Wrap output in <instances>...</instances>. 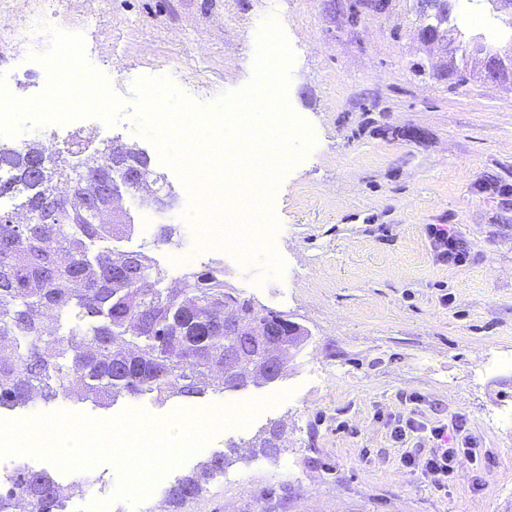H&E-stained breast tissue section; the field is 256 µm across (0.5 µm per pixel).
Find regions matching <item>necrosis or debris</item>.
<instances>
[{
  "instance_id": "obj_1",
  "label": "necrosis or debris",
  "mask_w": 512,
  "mask_h": 512,
  "mask_svg": "<svg viewBox=\"0 0 512 512\" xmlns=\"http://www.w3.org/2000/svg\"><path fill=\"white\" fill-rule=\"evenodd\" d=\"M18 7L0 25V38L21 39L25 55L8 80H0V129L16 120L19 100L15 90L22 77L39 73L42 78L38 123L41 136L54 140L58 129L80 126L97 105L111 104L112 86L89 65L78 41L55 36L53 18L58 0H18Z\"/></svg>"
}]
</instances>
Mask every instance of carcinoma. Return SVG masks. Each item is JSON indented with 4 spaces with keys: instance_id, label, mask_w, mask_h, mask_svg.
I'll return each mask as SVG.
<instances>
[{
    "instance_id": "cac0c4a2",
    "label": "carcinoma",
    "mask_w": 512,
    "mask_h": 512,
    "mask_svg": "<svg viewBox=\"0 0 512 512\" xmlns=\"http://www.w3.org/2000/svg\"><path fill=\"white\" fill-rule=\"evenodd\" d=\"M420 28L451 47L440 78L463 80L482 60L459 54L451 18L426 14L412 0ZM47 148L33 143L0 149V168L12 172L0 194L19 199L18 210L41 223L20 224L0 216V407H31L59 398H93L106 406L121 395L152 394L165 401L224 394V352H236L239 387L263 378L268 345L279 344L290 363L311 336L291 334L276 323L278 312L258 308L224 286V271L206 266L170 285L142 251L98 250L100 242L120 239L131 224L97 222L84 208L82 194L58 195L69 171L47 166ZM251 340L236 343L224 335V307ZM274 425L259 439L267 457L280 452ZM229 458L215 452L166 488L167 512H181L207 483L224 475ZM69 488L50 473L18 466L0 483V512H63Z\"/></svg>"
}]
</instances>
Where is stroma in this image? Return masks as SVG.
<instances>
[{
    "mask_svg": "<svg viewBox=\"0 0 512 512\" xmlns=\"http://www.w3.org/2000/svg\"><path fill=\"white\" fill-rule=\"evenodd\" d=\"M348 2L62 0L58 32L77 33L106 79L164 76L181 92L196 85V104L210 110L250 84L257 32L279 15L294 52L287 103L316 138L273 196L284 268L277 274L265 257L243 265L221 252L204 262L312 340L272 383L163 403L125 396L106 408L65 399L37 411L104 420L130 408L164 418L275 398L273 409L217 432L175 467L183 475L215 451L234 459L187 512H512V366L496 365L512 355V85L476 71L462 83L437 77L444 54L419 39L409 0L364 12L357 28ZM89 7L98 24L71 28V14ZM135 109L94 116L93 145L137 144L173 195L168 213L184 212L183 183L142 134ZM431 224L449 225L463 241L461 263L437 258ZM175 229L167 244L160 229L138 228L115 245L147 253L171 283L185 272L172 256L185 248L186 226ZM411 412L476 450L447 490L399 464L405 448L433 446L422 434L393 440L396 418ZM276 423L285 433L270 459L250 441ZM54 477L84 486L70 512H99L105 499L118 512H142L114 499L111 465L84 480Z\"/></svg>",
    "mask_w": 512,
    "mask_h": 512,
    "instance_id": "1",
    "label": "stroma"
}]
</instances>
